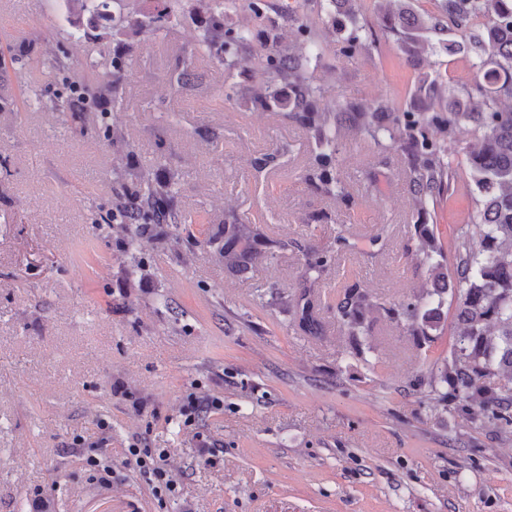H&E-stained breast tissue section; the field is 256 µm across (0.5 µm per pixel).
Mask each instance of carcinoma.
Listing matches in <instances>:
<instances>
[{
  "label": "carcinoma",
  "mask_w": 512,
  "mask_h": 512,
  "mask_svg": "<svg viewBox=\"0 0 512 512\" xmlns=\"http://www.w3.org/2000/svg\"><path fill=\"white\" fill-rule=\"evenodd\" d=\"M91 27H108L112 0H66ZM377 19L414 64L427 52L440 50L467 58L473 81L458 83L448 72L419 78L418 106L397 110L383 99L323 101L321 90L307 77V67L323 57L319 31L302 25L300 55L280 34L267 36V52L250 63L266 74L252 91L261 108L281 107L309 132L316 146L313 179L327 195L349 204L356 199L343 180L339 155L344 140L362 136L381 146L400 149L409 160V181L417 214L455 192L464 170L476 209L460 225L452 242V260L432 224L415 225V263L426 269L422 293L385 303L357 284L345 287L336 303V323L364 354L360 338L368 335L369 317L384 314L401 331L420 341L434 342L444 330L441 308L448 295L454 310L448 357L435 360L426 384L443 410L455 415L474 433L491 431L512 441V0H371ZM335 25L349 29L343 52L352 56L367 49L362 36L361 0H329ZM213 22L197 41L210 53L223 45L224 70L241 64L239 50L249 40L246 31L224 29V12L237 0H210ZM286 84L292 95L280 97ZM140 209L126 224L154 215L171 198L166 185L154 186L142 170L133 173ZM271 242L255 224L224 225V269L244 273L269 260ZM327 257H307L303 289L296 298L297 326L306 334L322 331L314 288L321 280Z\"/></svg>",
  "instance_id": "obj_1"
}]
</instances>
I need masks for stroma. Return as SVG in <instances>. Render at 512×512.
<instances>
[{"label": "stroma", "mask_w": 512, "mask_h": 512, "mask_svg": "<svg viewBox=\"0 0 512 512\" xmlns=\"http://www.w3.org/2000/svg\"><path fill=\"white\" fill-rule=\"evenodd\" d=\"M207 3L172 0L164 29L115 40L77 37L64 0H0V512H512V442L473 435L416 383L451 330L427 348L380 316L361 360L336 323L344 286L389 302L427 280L411 260L405 155L347 141L356 204L317 191L306 130L247 96L262 72L200 54ZM246 3L224 22L251 31L242 58L262 53L269 27L297 40L282 0L260 19ZM365 21L368 50L344 56L330 33L309 67L326 98L410 109L418 74L468 77L442 52L409 65L373 13ZM72 84L83 108L56 110ZM231 85L233 104L219 97ZM131 166L172 181L180 224L113 223ZM473 208L461 182L425 221L449 243ZM234 218L282 244L243 278L214 243ZM311 251L331 256L317 338L288 304ZM194 395L223 406L187 426ZM135 443L165 450L173 494H154Z\"/></svg>", "instance_id": "stroma-1"}]
</instances>
